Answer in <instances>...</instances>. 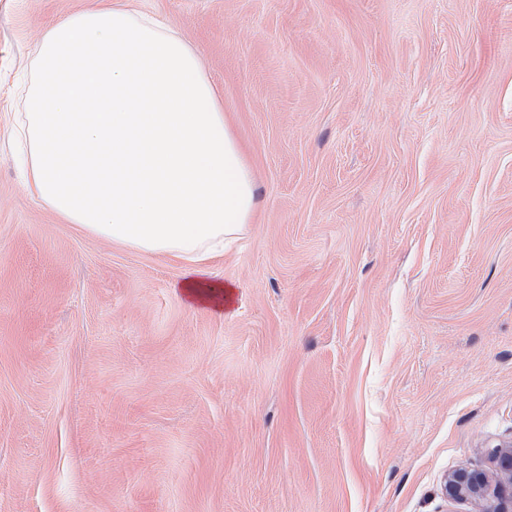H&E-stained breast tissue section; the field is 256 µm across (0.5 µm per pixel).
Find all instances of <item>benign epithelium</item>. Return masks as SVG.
I'll return each mask as SVG.
<instances>
[{
  "label": "benign epithelium",
  "instance_id": "1",
  "mask_svg": "<svg viewBox=\"0 0 512 512\" xmlns=\"http://www.w3.org/2000/svg\"><path fill=\"white\" fill-rule=\"evenodd\" d=\"M494 469L458 471L448 476V496L487 505L484 512H512V445L494 450Z\"/></svg>",
  "mask_w": 512,
  "mask_h": 512
}]
</instances>
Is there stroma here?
Wrapping results in <instances>:
<instances>
[{"mask_svg": "<svg viewBox=\"0 0 512 512\" xmlns=\"http://www.w3.org/2000/svg\"><path fill=\"white\" fill-rule=\"evenodd\" d=\"M94 0H0V512H481L512 444V0H126L199 53L259 184L214 269L22 186L16 84ZM494 469L458 471L448 476V496L485 503L484 512L512 511V445L496 448Z\"/></svg>", "mask_w": 512, "mask_h": 512, "instance_id": "obj_1", "label": "stroma"}]
</instances>
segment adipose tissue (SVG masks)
<instances>
[{
  "label": "adipose tissue",
  "mask_w": 512,
  "mask_h": 512,
  "mask_svg": "<svg viewBox=\"0 0 512 512\" xmlns=\"http://www.w3.org/2000/svg\"><path fill=\"white\" fill-rule=\"evenodd\" d=\"M13 138L24 187L80 231L180 262L189 306L233 303L212 263L255 221L258 185L200 56L115 4L53 25Z\"/></svg>",
  "instance_id": "adipose-tissue-1"
}]
</instances>
